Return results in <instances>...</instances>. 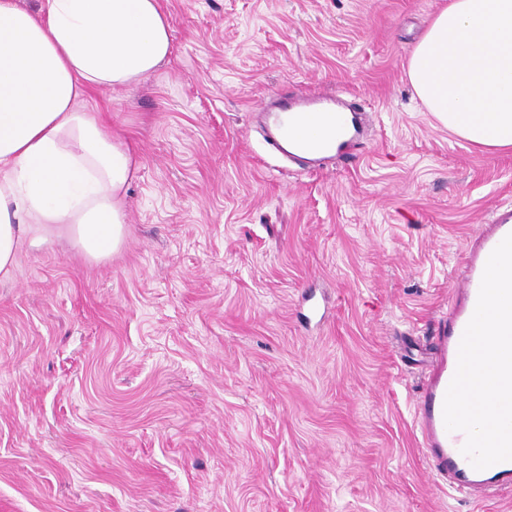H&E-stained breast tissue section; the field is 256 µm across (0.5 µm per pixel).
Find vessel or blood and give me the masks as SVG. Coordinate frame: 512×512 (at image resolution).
<instances>
[{"label": "vessel or blood", "instance_id": "b4317fda", "mask_svg": "<svg viewBox=\"0 0 512 512\" xmlns=\"http://www.w3.org/2000/svg\"><path fill=\"white\" fill-rule=\"evenodd\" d=\"M264 112L270 134L281 149L307 163L316 157L324 161L335 159L337 153L347 151L363 136L362 124L355 121L352 113L322 104L315 97L282 94L267 103ZM511 233L512 211L497 213L470 253L455 283L457 301L448 314V330L436 339L433 371L421 382L416 405L420 446L434 475L450 479L457 491L483 498L512 488V460L475 469L461 452L465 434L447 430L443 405L456 371L460 341L477 305L486 263Z\"/></svg>", "mask_w": 512, "mask_h": 512}]
</instances>
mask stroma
I'll use <instances>...</instances> for the list:
<instances>
[{"mask_svg": "<svg viewBox=\"0 0 512 512\" xmlns=\"http://www.w3.org/2000/svg\"><path fill=\"white\" fill-rule=\"evenodd\" d=\"M448 0H161L173 54L90 92L138 148L126 237L0 279V512H512L433 476L421 365L512 151L451 134L405 64ZM341 94L351 159L264 139L278 94Z\"/></svg>", "mask_w": 512, "mask_h": 512, "instance_id": "35a3bbf8", "label": "stroma"}]
</instances>
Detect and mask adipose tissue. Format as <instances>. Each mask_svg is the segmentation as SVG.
I'll list each match as a JSON object with an SVG mask.
<instances>
[{
	"label": "adipose tissue",
	"instance_id": "1",
	"mask_svg": "<svg viewBox=\"0 0 512 512\" xmlns=\"http://www.w3.org/2000/svg\"><path fill=\"white\" fill-rule=\"evenodd\" d=\"M171 54L159 0H0V278L29 240L62 236L95 261L120 250L137 151L78 105L147 80ZM406 71L454 134L512 149V0H448Z\"/></svg>",
	"mask_w": 512,
	"mask_h": 512
}]
</instances>
